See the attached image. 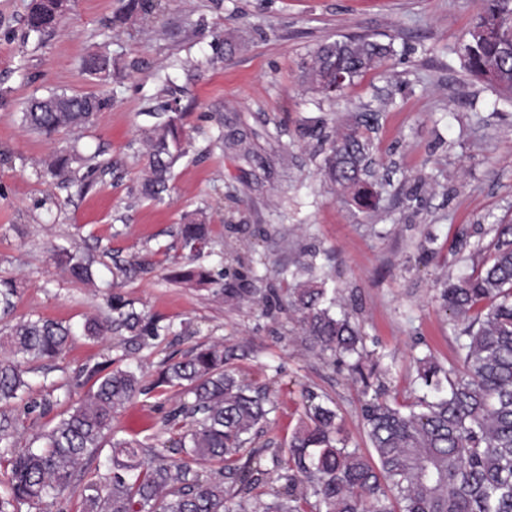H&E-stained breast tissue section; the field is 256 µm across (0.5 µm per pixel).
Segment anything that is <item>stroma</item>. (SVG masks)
Masks as SVG:
<instances>
[{"mask_svg":"<svg viewBox=\"0 0 512 512\" xmlns=\"http://www.w3.org/2000/svg\"><path fill=\"white\" fill-rule=\"evenodd\" d=\"M29 4L0 0V275L20 283L14 319L42 316L74 334L58 358L27 373L34 398L52 408L31 413L12 403L15 448L79 403L90 371L108 364L134 370L145 389L115 414L113 431L146 450L163 448L172 435L164 417L191 396L155 382L171 361L214 343L247 346L239 375L276 400L258 439L267 453L287 459L308 388L333 399L349 446L366 447L360 385L301 333L286 332V313L170 279L174 267L193 262L177 229L184 215L204 213L213 251L201 264L222 284L236 281L224 245L270 281L316 248L318 277L361 328L371 384L408 402L415 358L445 363L455 354L443 281L471 270L477 243L491 239L496 219L512 217V103L470 77L459 54L477 0H166L162 16L143 22L123 20V0H69L61 23L40 36L27 29ZM344 36L371 37L391 52L330 100L303 72L318 46ZM221 39L238 50L217 58ZM96 51L111 55L109 75L82 71V58ZM133 61L137 69L127 70ZM50 89L112 104L90 128L48 141L19 114ZM172 98L187 155L159 202L140 193L142 131ZM367 110L378 115L372 171L383 191L363 213L325 180L328 145L308 129L319 122L332 135ZM221 133L247 135L254 158L222 148ZM70 146L111 170L87 189L43 175L45 160ZM57 246L96 257L93 283L66 276L53 259ZM133 259L147 273L116 271ZM116 296L172 324V334L86 336L85 320L108 315Z\"/></svg>","mask_w":512,"mask_h":512,"instance_id":"35a3bbf8","label":"stroma"}]
</instances>
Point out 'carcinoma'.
Wrapping results in <instances>:
<instances>
[{
    "instance_id": "cac0c4a2",
    "label": "carcinoma",
    "mask_w": 512,
    "mask_h": 512,
    "mask_svg": "<svg viewBox=\"0 0 512 512\" xmlns=\"http://www.w3.org/2000/svg\"><path fill=\"white\" fill-rule=\"evenodd\" d=\"M63 0H33L29 30L43 34L61 17ZM162 10V0H126V15L149 20ZM512 27V0H478L475 24L460 48L466 69L512 99V47L505 30ZM390 46L367 36L326 42L318 47L305 80L328 99L343 94L336 76L351 85L380 65ZM83 70L107 73L112 58L104 52L87 55ZM111 100L93 95L51 92L31 98L21 112V124L50 138L62 129L87 126ZM374 115H359L336 133L324 159L325 174L344 201L360 209L375 207L379 192L366 179L372 162ZM143 196L161 201L182 150L181 113L173 112L143 131ZM82 158L72 150L53 153L48 172L61 182L71 180L72 164ZM184 247L199 252L210 239L205 218L187 214L180 227ZM491 258L469 275L448 279L444 307L453 322L455 356L443 364L431 356L416 359L415 383L423 390L408 405L393 404L381 390L369 394L364 374L363 338L346 314L337 315L336 296L313 281L287 289L288 306L297 315L301 333L312 348L336 362L353 359L348 369L363 384L361 408L369 450L350 448L340 437L339 414L325 395L307 391L305 419L288 442L290 466L271 488L270 498L247 508L252 489L271 473L260 454L241 461L245 449L263 432L275 409L268 388L246 382L232 371L233 361L246 356L234 346L196 348L166 366L156 386H180L193 401L180 404L166 417L175 430L168 449L174 459L152 452L143 459L141 445L112 432L115 412L143 392L135 372L116 368L90 372L95 381L86 398L69 408L39 446L13 449L17 421L0 411V444L9 456L7 493L0 495V512H44L77 489L85 512H512V222L493 225L484 250ZM57 261L77 281H94L90 258L66 248ZM170 278L189 285L212 283L201 266L180 269ZM18 283L0 278V320L11 317ZM111 314L89 319L83 331L91 337L125 331L155 338L170 330L115 297ZM71 327L42 317L7 324L0 345L12 358L0 360V404L24 400L31 385L25 365L52 360L65 348ZM106 483L87 480L75 485L77 474L103 443ZM207 465L203 475L198 467Z\"/></svg>"
}]
</instances>
